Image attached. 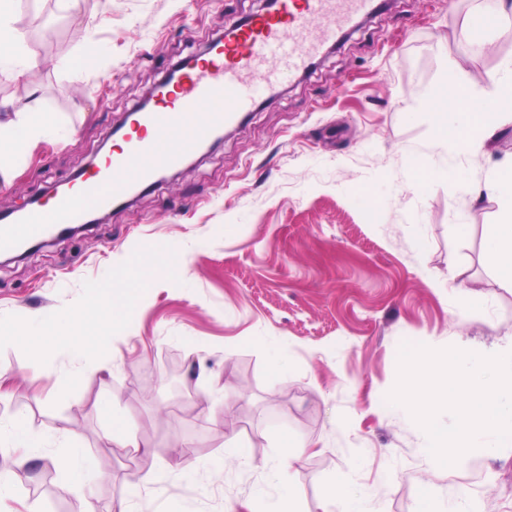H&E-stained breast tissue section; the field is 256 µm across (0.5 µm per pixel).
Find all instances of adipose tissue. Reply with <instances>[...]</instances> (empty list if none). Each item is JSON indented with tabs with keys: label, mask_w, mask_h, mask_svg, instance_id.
Masks as SVG:
<instances>
[{
	"label": "adipose tissue",
	"mask_w": 512,
	"mask_h": 512,
	"mask_svg": "<svg viewBox=\"0 0 512 512\" xmlns=\"http://www.w3.org/2000/svg\"><path fill=\"white\" fill-rule=\"evenodd\" d=\"M14 2L0 0V74L19 79L37 61L13 24ZM477 14L481 24L469 19L464 26L465 35L474 44H483L490 31L512 29V8L506 0H482ZM430 100L434 124L444 144L459 151L484 145L503 125L512 122V63L505 66L491 93H475L452 74L441 89L431 94ZM0 112L10 115L8 121L0 122V167L13 163L24 153L28 142L41 138L56 125L52 113L28 107L16 111L7 102H0ZM486 189L497 197L499 211L496 230L484 242V255L499 282L512 288V165L500 168ZM93 310L99 313V323L88 330L83 322ZM132 313L133 301L126 294H98L87 307L49 316L24 312L6 340L22 344L41 356L61 348L85 367L101 368L113 335L115 315L128 319Z\"/></svg>",
	"instance_id": "1"
}]
</instances>
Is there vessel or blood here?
<instances>
[{
    "label": "vessel or blood",
    "instance_id": "vessel-or-blood-1",
    "mask_svg": "<svg viewBox=\"0 0 512 512\" xmlns=\"http://www.w3.org/2000/svg\"><path fill=\"white\" fill-rule=\"evenodd\" d=\"M374 8V0H275L272 9L229 28L206 57L167 83L148 109L135 110L124 150L93 165L51 201L0 224V252L43 239L54 228L84 223L123 202L165 169L182 165L210 137L238 124L303 71L337 33Z\"/></svg>",
    "mask_w": 512,
    "mask_h": 512
}]
</instances>
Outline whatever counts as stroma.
<instances>
[{
  "label": "stroma",
  "instance_id": "35a3bbf8",
  "mask_svg": "<svg viewBox=\"0 0 512 512\" xmlns=\"http://www.w3.org/2000/svg\"><path fill=\"white\" fill-rule=\"evenodd\" d=\"M480 3L390 0L174 177L103 223L0 257L5 329L23 312L83 306L108 287L135 301L107 369L85 370L78 384L65 352L38 370L24 347L0 346V420L24 417L42 440L10 449L0 512H84L86 498L109 503L133 475L134 512H261L286 492L295 512H342L352 489L381 512H414L424 491L440 512L462 497L473 512H512V447L448 469L420 454L409 417L377 409L395 385L401 343L512 344V289L483 255L498 210L485 186L512 161V133L456 153L428 106L448 74L484 93L512 59V36L492 33L480 46L464 36ZM259 8L85 0V15L109 22L95 33V69L75 72L66 63L81 25L55 0L53 43H27L37 66L18 80L0 75V100L58 117L0 170V212L86 167L171 65ZM417 159L455 166L466 185L414 187ZM368 181L381 190L372 211L356 198ZM162 249L182 256L168 278H124ZM254 336L282 346L287 373L271 369ZM203 399L212 417L200 415ZM115 426L141 442L139 453L107 445ZM284 437L302 446L301 459H283ZM67 442L96 472L82 498L64 490ZM240 448L250 466H235ZM160 471L167 480L152 482Z\"/></svg>",
  "mask_w": 512,
  "mask_h": 512
}]
</instances>
